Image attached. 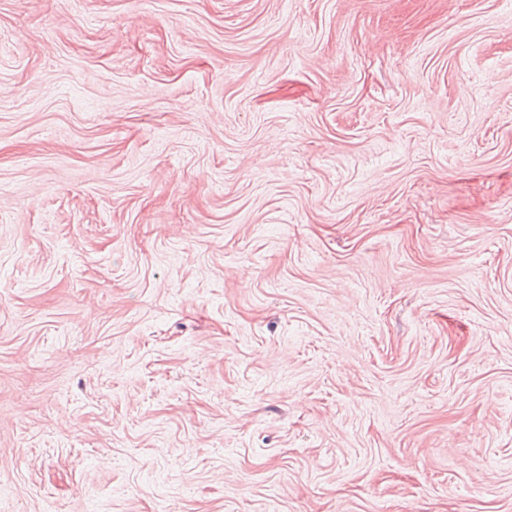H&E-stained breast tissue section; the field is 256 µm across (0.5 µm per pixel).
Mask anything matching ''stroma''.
Wrapping results in <instances>:
<instances>
[{
    "mask_svg": "<svg viewBox=\"0 0 512 512\" xmlns=\"http://www.w3.org/2000/svg\"><path fill=\"white\" fill-rule=\"evenodd\" d=\"M0 512H512V0H0Z\"/></svg>",
    "mask_w": 512,
    "mask_h": 512,
    "instance_id": "stroma-1",
    "label": "stroma"
}]
</instances>
